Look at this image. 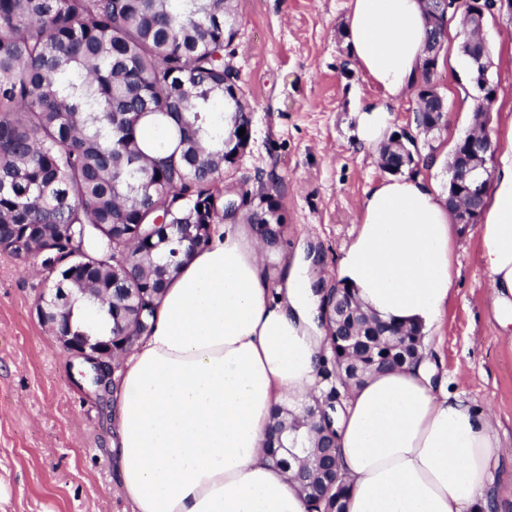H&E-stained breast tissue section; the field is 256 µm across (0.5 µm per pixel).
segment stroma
Listing matches in <instances>:
<instances>
[{
  "instance_id": "obj_1",
  "label": "stroma",
  "mask_w": 512,
  "mask_h": 512,
  "mask_svg": "<svg viewBox=\"0 0 512 512\" xmlns=\"http://www.w3.org/2000/svg\"><path fill=\"white\" fill-rule=\"evenodd\" d=\"M237 36L227 63L241 75L252 122L247 149L233 166L246 187L271 188L285 224L277 264L299 248L314 253L307 278L325 288L336 279L343 248L360 222L367 189L386 178L378 152L357 145L358 105L380 100L346 50L350 0H234ZM452 22L437 68L448 125L424 133L416 95L390 102V131L413 133L437 168L411 174L436 187L457 140L472 127L475 102L464 96L467 61ZM512 19L486 18L491 80L512 97V48L502 41ZM477 232L456 251L454 296L429 348L448 387L489 410L500 423V455L512 457V337L500 333L488 306L487 272ZM39 267L0 251V512H131L112 473L110 396L81 378L82 365L39 320Z\"/></svg>"
}]
</instances>
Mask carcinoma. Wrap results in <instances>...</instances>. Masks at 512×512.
<instances>
[{
	"mask_svg": "<svg viewBox=\"0 0 512 512\" xmlns=\"http://www.w3.org/2000/svg\"><path fill=\"white\" fill-rule=\"evenodd\" d=\"M232 0H0V248L41 260L48 288L112 289V347L147 336L157 300L183 258L213 225L236 220L251 191L224 190V158L250 127L240 72L224 63L236 37ZM422 61L418 101L435 87ZM235 112L224 134V107ZM168 119L176 140L150 156L138 124ZM252 213L263 243L284 237L270 192ZM170 227H155L160 215ZM355 312L339 319L356 343L327 336L336 377L348 387L376 370L413 363L422 338L395 343ZM332 429L308 406L304 418ZM307 496L311 512H344L349 490L336 467Z\"/></svg>",
	"mask_w": 512,
	"mask_h": 512,
	"instance_id": "cac0c4a2",
	"label": "carcinoma"
}]
</instances>
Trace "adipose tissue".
<instances>
[{
    "mask_svg": "<svg viewBox=\"0 0 512 512\" xmlns=\"http://www.w3.org/2000/svg\"><path fill=\"white\" fill-rule=\"evenodd\" d=\"M347 50L383 103L359 108L358 142L373 150L386 101L420 77L424 0H351ZM479 259L499 327L512 334V129L497 156L479 226ZM456 240L445 200L423 176L370 187L339 278L379 320L437 326L454 292ZM256 225H216L164 290L150 335L123 360L110 449L132 512H309L288 471L267 455L277 408L319 396L329 331L322 294L298 251L271 281ZM345 512H499L496 423L436 380L429 352L366 374L336 419Z\"/></svg>",
    "mask_w": 512,
    "mask_h": 512,
    "instance_id": "ef3b65f1",
    "label": "adipose tissue"
}]
</instances>
